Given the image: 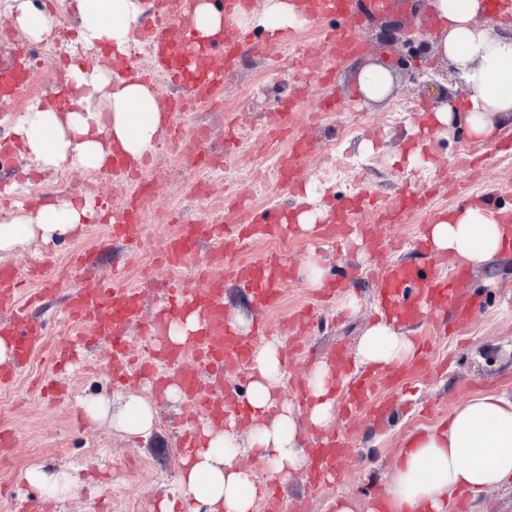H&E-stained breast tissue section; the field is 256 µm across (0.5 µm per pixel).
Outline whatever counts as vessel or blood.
Segmentation results:
<instances>
[{
	"label": "vessel or blood",
	"mask_w": 512,
	"mask_h": 512,
	"mask_svg": "<svg viewBox=\"0 0 512 512\" xmlns=\"http://www.w3.org/2000/svg\"><path fill=\"white\" fill-rule=\"evenodd\" d=\"M297 6L311 23L317 24L330 17L336 19V26L326 30L324 36L336 58L344 59L362 50L356 0H297ZM142 36L153 47L156 69L188 81L199 103L208 102L217 94L244 55L259 51L258 46L230 25L224 28L223 41L202 48L198 47L190 27L179 19L164 25L147 21ZM30 81L31 75L26 68L13 66L0 70V87L9 98H17ZM293 119V112L281 115V129L288 134L289 147L280 158L279 173L282 180L289 182L301 177L303 161L309 153L304 139L293 131ZM149 194L148 183L139 182L137 191L125 202L122 212L113 214L109 227L112 236L133 245L140 243L145 199ZM427 202L424 195L414 200L399 197L395 207L379 212L375 221L395 223L401 213L415 207L426 208ZM352 212V207H345L335 223L327 225L326 238L340 240L356 232L357 227L351 222ZM282 218L281 212L273 210L265 213L263 218L234 227L202 225L194 221L180 225L178 233L168 241L162 253V266L173 270L187 267L196 260L202 240L209 238L219 243L213 261L221 265L222 271L216 276L206 275L205 285L201 288H168L165 302L151 319L143 317L140 289L103 283L76 287L69 294L62 315L69 321L87 326L91 334L58 345L53 352L54 360L59 364L72 362L85 339H106L111 343L119 376H126L131 367L138 374L148 376L156 374L162 364L179 367L180 385L201 410L203 420L215 424L222 422L225 401L235 397L233 389L225 388L220 399L202 392L195 371L182 369L181 362L190 354L202 365L241 370L251 360L254 337L236 332L224 317V283L228 280L247 283L258 309L270 311L280 306L288 271L287 258L271 255L245 262L240 255L250 242L276 238L288 232L289 227L283 224ZM95 264L94 251L87 249L74 253L62 268L38 265L31 274L44 282L59 285L68 281L73 272L90 269ZM458 279L455 272L431 276L424 274L419 266L408 263L384 266L375 278L377 310L380 315L401 325L415 324L427 310H451L459 322H466L470 306L460 296ZM36 300V295H25L24 281L12 265L0 266V331L10 336L13 346L12 360L0 366L1 387L11 385L17 372L27 367L33 354L46 344L47 321L31 311ZM189 309L198 311L200 328L186 343L171 344L165 338L168 325ZM135 326L142 327L147 335L157 340L150 358L135 361L130 356L128 333ZM428 364V357L421 351L414 355L407 367L361 374L345 394L347 411L353 415L379 411L384 405L377 396L381 387L399 386L410 376L425 370ZM349 453L348 439L342 432H335L315 449L310 464L311 479L317 481L337 476L339 461Z\"/></svg>",
	"instance_id": "b4317fda"
}]
</instances>
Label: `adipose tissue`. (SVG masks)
Returning a JSON list of instances; mask_svg holds the SVG:
<instances>
[{"instance_id": "obj_1", "label": "adipose tissue", "mask_w": 512, "mask_h": 512, "mask_svg": "<svg viewBox=\"0 0 512 512\" xmlns=\"http://www.w3.org/2000/svg\"><path fill=\"white\" fill-rule=\"evenodd\" d=\"M429 6L437 30L434 49L456 67L466 97L433 105L422 122L440 133L462 125L472 138L486 141L512 121V35L498 31L483 0H429ZM76 11L70 49H105L117 60L137 45L142 25L138 0H76ZM305 21L292 0H267L261 13L239 12L234 25L275 34ZM67 79L74 89L67 108L41 100L18 119V142L41 168L68 163L90 171L104 167L115 149L135 163L154 152L167 121L157 91L134 79L112 80L110 71L97 64L72 63ZM101 96L108 99L104 112L96 105ZM93 216L86 202H38L0 219V254L28 241L48 243L80 234ZM424 238L433 251L483 266L512 248V209L467 202L427 226ZM280 348L275 341L257 351L246 436H239L232 420L221 429L203 428L196 448L182 460L178 481L187 512H252L258 489L236 466L241 449L265 459L272 473L285 479L308 464L306 431L333 428L338 376L332 364L319 362L307 377V422L302 425L290 405L279 402ZM414 351L407 332L379 320L365 331L354 357L359 366L386 369L408 361ZM81 408L90 422L107 416L113 428L145 439L156 417L155 407L136 395L115 412L99 396L86 398ZM21 478L47 501L76 487L64 469L35 467ZM510 485L512 394H485L456 407L447 425L407 436L380 506L383 512H446L460 494Z\"/></svg>"}]
</instances>
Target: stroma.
Wrapping results in <instances>:
<instances>
[{
	"mask_svg": "<svg viewBox=\"0 0 512 512\" xmlns=\"http://www.w3.org/2000/svg\"><path fill=\"white\" fill-rule=\"evenodd\" d=\"M61 3V13L33 61L29 58L32 41L13 22V0H0V68L5 67L9 55L32 61L41 75L36 90L40 99L54 88L58 70L65 68L64 55L73 37V0ZM378 33V24L362 21V52L344 61H330L334 77L327 81L320 71L305 64L313 41L320 35L311 24L289 30L278 41L265 31H257L255 40L262 45L263 55L250 54L242 59L238 70L225 80L216 103L202 104L170 118L171 128L180 126V136H173L171 129L165 132L157 151L148 158L144 173L153 182V193L139 248L132 252L122 242H113L93 273H74L58 293L46 299L50 344L81 333L60 314L72 287L92 276L138 287L145 295L146 311H153L168 282L176 281L186 288L200 285L193 269L168 271L156 265L167 237L178 225L186 221L237 224L250 212L292 210L305 182L318 183L323 203L333 210L353 198L389 204L407 186L432 185L436 192L429 214L434 216L461 201L444 184L446 170L453 169L456 159L476 158L478 168L455 169L458 181L468 185L471 196L488 195L493 202L512 206V150L503 148L504 140L512 138V124L505 126L497 139L484 143L457 129L444 136H431L428 164H408L404 152L422 135L416 115L432 104L434 94L401 77L400 61L393 51L380 45ZM371 59L389 68L397 81L389 99L366 106L357 89L356 73L360 63ZM298 97L305 103L296 113L294 129L310 144L302 181L285 185L273 180L254 190L255 166L275 161L274 150L267 146V134L279 126L283 102ZM324 97L335 98V111L319 112L317 102ZM398 102L412 111L402 122L392 112ZM24 111V105L0 100V149L12 160L11 166L0 167V185L9 189L0 197V208L24 209L37 200L51 198L92 200L109 215L122 209L131 188L106 170L86 171L70 165L66 168L69 179L62 183L51 168L41 173L40 189L28 190L24 169L30 160L12 147L16 140L13 129ZM368 141L373 144L369 150L364 147ZM204 154L213 158V165H200ZM343 156L359 160L360 165L341 180L336 169ZM425 217L412 212L392 226V235L404 242L397 252L363 249L353 243L339 249L297 231L288 233L284 240H261L249 248L247 258L276 253L287 257L292 266L298 265L309 250H316L328 258V280L337 288L332 301L324 303L319 301L317 290L294 275L285 284L281 306L260 311L244 284H224L225 316L240 315L253 324L267 323V340L281 343L285 375L280 393L284 400H292V385L316 362L335 357L337 344L355 349L362 330L374 318L372 275L377 265L401 261L441 273L459 268V261L419 246L418 239L427 226ZM107 234V225L101 220L86 225L78 238L26 243L7 261L24 275L35 263L60 267L72 251L95 248ZM354 269L359 276L352 280L348 274ZM459 288L478 300L474 318L453 337L441 330L434 314L424 316L420 326L412 329L415 339L429 343L430 368L408 384L384 391L388 403L385 417L372 421L364 415L350 418L337 412V428L355 429L350 438L351 454L340 463L338 479L315 488L309 484L306 470L293 472L284 481L256 455L246 451L238 457V466L254 482L276 486L277 500L265 502L268 512H335L334 504L340 498L350 499L354 512H366L369 498L383 494L384 476L410 432L446 422L458 405L479 395L512 394V251L489 266L468 267ZM351 293L359 300L353 313L340 308ZM304 307L311 309L316 321L311 334L303 338L304 350L298 351L288 320ZM110 352L109 343L99 341L89 354L92 370L72 367L60 373L44 350L34 355L12 385L0 388V423L14 434V447L0 465V512H159L158 503L164 498L175 502L174 512H185L178 504L180 441L182 427L194 418L195 407L183 396L169 399L155 395L145 382L115 386ZM53 375L66 388L65 398L56 402L39 398L32 387L34 379ZM133 393L154 401L157 408L152 434L146 440L114 429L107 418L89 425L80 409L81 401L89 396H100L116 405ZM35 467L71 470L81 485L73 494L42 505L39 492L20 479L23 471Z\"/></svg>",
	"mask_w": 512,
	"mask_h": 512,
	"instance_id": "obj_1",
	"label": "stroma"
}]
</instances>
